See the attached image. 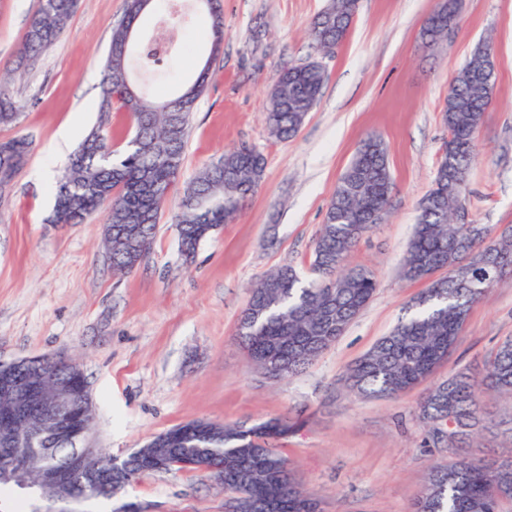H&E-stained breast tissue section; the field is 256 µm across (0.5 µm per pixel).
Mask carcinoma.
Returning <instances> with one entry per match:
<instances>
[{
    "label": "carcinoma",
    "mask_w": 512,
    "mask_h": 512,
    "mask_svg": "<svg viewBox=\"0 0 512 512\" xmlns=\"http://www.w3.org/2000/svg\"><path fill=\"white\" fill-rule=\"evenodd\" d=\"M78 0H39L22 46L21 60L33 65L53 46L67 27ZM458 0H446L435 12L439 24H426L422 37L447 35L445 21L456 19ZM145 11L143 0H126L125 14L113 29L102 70L100 112L114 105L131 120L125 145L95 130L71 158L56 186L54 224H81L103 212L104 246L112 268L130 272L149 255L162 208L182 168L190 119L204 94L210 62L195 82L174 98L158 102L138 91L131 80L132 47L143 67L160 72L175 50L170 29L138 37ZM356 0H326L315 17L310 35L318 50L334 52L347 37ZM209 20L210 56L224 43L222 0H205ZM495 77L493 54L476 48L460 68L448 92L442 120L448 143L434 171L432 187L419 203L418 222L402 265V277L425 281L427 288L414 302V312L378 340L342 381L347 393L361 397H396L430 378L456 345L472 306L487 290L512 274V228L501 232L484 224H460L454 212L465 206L466 181L474 160L475 134L488 108L487 87ZM327 74L318 61L280 70L265 104L269 134L285 141L295 137L316 106ZM0 74V125L18 116ZM31 143L15 136L0 144V182L14 181L26 163ZM265 166L253 148L227 151L207 165L186 189L176 215L179 249L193 259L199 244L222 225L235 221L245 200L253 195ZM392 173L385 143L370 136L358 148L336 184L314 241L311 266L321 272L306 283L291 265L266 274L250 289L236 336L262 370L266 357L278 353L288 367L277 377L303 372L356 318L377 290L374 275L363 269H345L347 256L373 225L388 213ZM492 393L512 394V336L489 353L479 373L460 371L431 385L419 402V418L426 426L425 443L455 451V459L432 470L412 505V512H503L512 506V455L476 459L464 452L486 429L481 398ZM210 441L177 447L161 432L136 455L124 460L133 470H148L154 460L176 461L181 456L203 458L224 474V487L260 497L267 512H308L294 489L296 482L282 474L288 463L276 448L252 442L265 431L288 433L293 425L272 420L244 428L211 420L199 421ZM62 429L42 430L45 449L25 460L24 512H46L55 489L45 481L53 468L70 472L85 499H110L125 488L113 478L112 488L94 483L90 475L110 463L112 456L97 450L84 454L76 439L61 437ZM20 481L9 459L0 457V491L18 488Z\"/></svg>",
    "instance_id": "cac0c4a2"
}]
</instances>
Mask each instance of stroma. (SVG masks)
<instances>
[{
  "label": "stroma",
  "instance_id": "35a3bbf8",
  "mask_svg": "<svg viewBox=\"0 0 512 512\" xmlns=\"http://www.w3.org/2000/svg\"><path fill=\"white\" fill-rule=\"evenodd\" d=\"M443 0H358L345 41L330 55L309 37L325 0H224V45L210 57L208 20L169 19L151 9L143 31L170 20L179 43L165 99L209 64L193 113L183 167L170 192L150 254L117 274L103 246L104 216L58 227L54 186L84 137L98 126L100 71L126 0H79L66 30L9 85L17 121L0 140L25 136L31 150L0 200V361L64 355L81 364L95 409L94 440L124 456L176 425L209 419L251 427L295 421L273 445L322 512H411L433 466L448 451L423 446L416 419L426 385L392 398L348 395L346 370L386 336L426 287L400 270L421 199L448 141L442 111L474 48L489 44L495 96L475 140L466 207L473 222L512 225V0H460L457 19L436 43L423 24ZM39 0H0V69L16 67ZM318 60L322 95L293 138H272L263 110L272 77L284 66ZM75 128L59 156L60 129ZM379 136L393 178L384 222L366 233L348 264L374 273L378 288L342 336L301 374L263 375L236 338L248 293L266 273L289 264L310 279L312 251L336 182L361 142ZM247 146L265 158L262 181L238 218L203 241L192 262L179 252L175 215L184 189L225 150ZM512 336V279L475 303L434 380L480 367ZM490 429L479 453L512 452V394L485 396ZM223 485L197 471L140 475L111 501L86 512H224Z\"/></svg>",
  "mask_w": 512,
  "mask_h": 512
}]
</instances>
